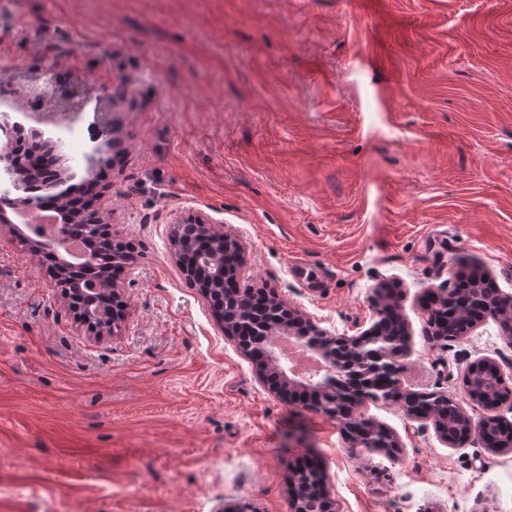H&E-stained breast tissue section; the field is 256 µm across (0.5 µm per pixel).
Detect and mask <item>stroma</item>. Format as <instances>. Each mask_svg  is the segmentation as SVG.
Instances as JSON below:
<instances>
[{
  "label": "stroma",
  "instance_id": "obj_1",
  "mask_svg": "<svg viewBox=\"0 0 512 512\" xmlns=\"http://www.w3.org/2000/svg\"><path fill=\"white\" fill-rule=\"evenodd\" d=\"M50 78L125 94L100 159L55 152L134 263L127 318L97 338L0 230V512H291L309 458L338 512H512V452L370 400L401 448L366 451L269 393L170 250L173 214L220 222L243 285L336 334L393 286L407 387L466 404L483 357L512 385L494 322L436 343L419 304L478 270L512 293V0H0V111H46L18 90Z\"/></svg>",
  "mask_w": 512,
  "mask_h": 512
}]
</instances>
